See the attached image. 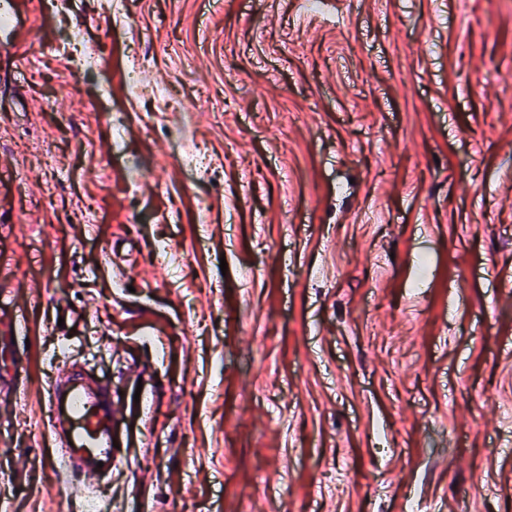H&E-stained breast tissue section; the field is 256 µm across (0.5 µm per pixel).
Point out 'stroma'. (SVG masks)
I'll return each mask as SVG.
<instances>
[{
    "label": "stroma",
    "instance_id": "1",
    "mask_svg": "<svg viewBox=\"0 0 512 512\" xmlns=\"http://www.w3.org/2000/svg\"><path fill=\"white\" fill-rule=\"evenodd\" d=\"M0 130V512H512V0H22ZM61 378L46 392L49 446L58 454L47 465L56 470L58 462L63 464L92 489L116 468L113 440L120 448L129 446L120 431L122 409L112 399L110 382L94 379L74 364L64 365Z\"/></svg>",
    "mask_w": 512,
    "mask_h": 512
}]
</instances>
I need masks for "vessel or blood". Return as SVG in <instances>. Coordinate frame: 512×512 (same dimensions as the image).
Wrapping results in <instances>:
<instances>
[{"label": "vessel or blood", "instance_id": "b4317fda", "mask_svg": "<svg viewBox=\"0 0 512 512\" xmlns=\"http://www.w3.org/2000/svg\"><path fill=\"white\" fill-rule=\"evenodd\" d=\"M50 445L57 455L50 469L63 466L96 485L111 475L115 447H127L120 426L122 410L112 398V385L67 365L62 379L46 392Z\"/></svg>", "mask_w": 512, "mask_h": 512}]
</instances>
